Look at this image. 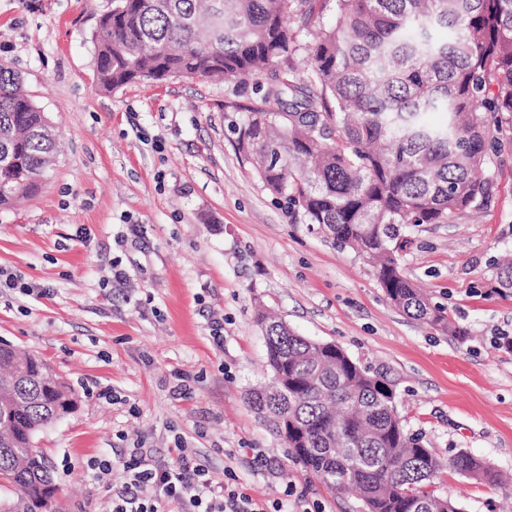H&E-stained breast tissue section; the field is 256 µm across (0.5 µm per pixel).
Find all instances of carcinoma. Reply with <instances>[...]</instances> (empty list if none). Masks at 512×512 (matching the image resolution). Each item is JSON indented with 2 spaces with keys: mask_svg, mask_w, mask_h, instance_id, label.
Returning a JSON list of instances; mask_svg holds the SVG:
<instances>
[{
  "mask_svg": "<svg viewBox=\"0 0 512 512\" xmlns=\"http://www.w3.org/2000/svg\"><path fill=\"white\" fill-rule=\"evenodd\" d=\"M112 0L100 20L96 79L106 91L137 81L201 78L241 84L263 67L275 82L261 105L230 120L242 164L287 204L373 268L387 298L409 317L463 335L447 309L403 275L407 231L446 224L486 205L488 168L512 146V0ZM295 19L311 36V66L291 64ZM288 109H273L271 101ZM444 113L440 124L427 120ZM58 144L22 77L0 63V161L11 181L0 210L37 192ZM495 287L512 289V262ZM267 366L281 391L248 393L251 407L295 460L334 491L353 489L363 512H463L437 493L435 452L406 432L395 393L340 347L295 334L259 310ZM41 358L0 347V512H53L56 484L36 434L76 408L64 382L43 379ZM460 477L500 475L460 451Z\"/></svg>",
  "mask_w": 512,
  "mask_h": 512,
  "instance_id": "cac0c4a2",
  "label": "carcinoma"
}]
</instances>
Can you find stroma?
<instances>
[{
  "mask_svg": "<svg viewBox=\"0 0 512 512\" xmlns=\"http://www.w3.org/2000/svg\"><path fill=\"white\" fill-rule=\"evenodd\" d=\"M111 7L0 0V62L22 76L61 144L39 191L0 211V269L49 290L0 291V341L45 359L77 398L34 439L59 512H107L132 451L167 463L178 443L216 480L232 469L255 500L290 484V512H361L355 495L295 462L247 400L271 380L260 305L383 376L406 430L441 459L465 450L507 478L479 484L448 469L438 493L465 512H512V293L495 290L492 264L512 253V152L490 167L487 206L409 230L404 275L464 335L435 330L243 167L224 103L259 104L252 84L174 78L101 90L93 36ZM116 260L129 274L119 291ZM258 454L267 469L255 468ZM95 458L110 459L111 474L89 469Z\"/></svg>",
  "mask_w": 512,
  "mask_h": 512,
  "instance_id": "1",
  "label": "stroma"
}]
</instances>
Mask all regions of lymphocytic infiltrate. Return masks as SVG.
Here are the masks:
<instances>
[{"label":"lymphocytic infiltrate","mask_w":512,"mask_h":512,"mask_svg":"<svg viewBox=\"0 0 512 512\" xmlns=\"http://www.w3.org/2000/svg\"><path fill=\"white\" fill-rule=\"evenodd\" d=\"M175 454L172 466L152 465L134 456L125 461V481L113 494L109 512H169L174 505L182 512H288L291 488H284L281 497L259 502L244 492L233 472L217 482L185 449H176Z\"/></svg>","instance_id":"1"}]
</instances>
